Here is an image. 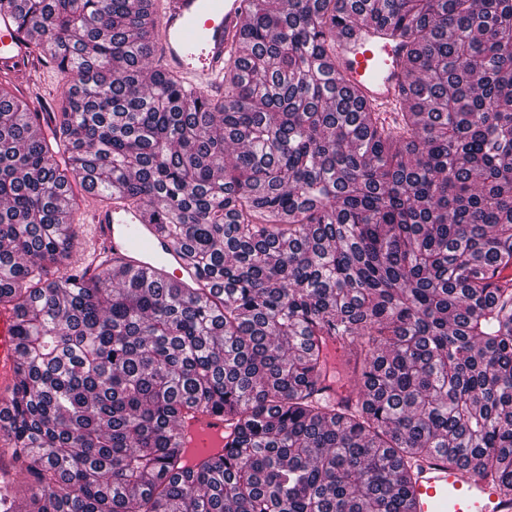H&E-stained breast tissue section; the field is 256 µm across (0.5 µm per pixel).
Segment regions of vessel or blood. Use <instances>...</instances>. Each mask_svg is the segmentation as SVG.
Returning <instances> with one entry per match:
<instances>
[{
  "label": "vessel or blood",
  "mask_w": 512,
  "mask_h": 512,
  "mask_svg": "<svg viewBox=\"0 0 512 512\" xmlns=\"http://www.w3.org/2000/svg\"><path fill=\"white\" fill-rule=\"evenodd\" d=\"M247 0H154L157 21V62L161 70L182 76L195 93L220 92L227 64L242 54ZM405 52L380 27L366 22L338 34L324 61L344 84L355 88L375 111L393 113L403 104L400 75ZM32 63V46L12 12L0 10V69L22 70ZM90 234L85 251L90 260L83 271L98 274L106 259L111 272L145 271L174 277L182 286L197 282L198 274L156 225L142 213L116 202H95L88 213ZM18 358L14 317L0 309V400L15 388ZM223 415L202 411L182 421L183 447H224ZM409 512H512L506 496L472 472L451 469L439 457L418 461L408 487Z\"/></svg>",
  "instance_id": "obj_1"
}]
</instances>
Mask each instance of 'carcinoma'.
Here are the masks:
<instances>
[{"label": "carcinoma", "mask_w": 512, "mask_h": 512, "mask_svg": "<svg viewBox=\"0 0 512 512\" xmlns=\"http://www.w3.org/2000/svg\"><path fill=\"white\" fill-rule=\"evenodd\" d=\"M0 7L72 74L46 138L0 83V512H407L426 455L512 492V0H253L221 100L146 70V0ZM364 21L408 47L394 127L318 62ZM74 185L202 287L72 277ZM205 409L224 452L189 467ZM18 345L14 336V316L0 309V400L7 401L15 388ZM224 415L210 411L198 412L182 421L179 433L183 448H213L205 453H215L224 448Z\"/></svg>", "instance_id": "obj_1"}]
</instances>
